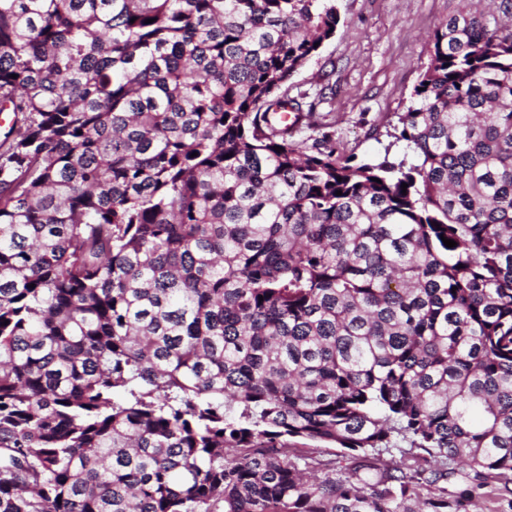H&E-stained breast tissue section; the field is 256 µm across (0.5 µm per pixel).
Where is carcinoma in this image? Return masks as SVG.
Here are the masks:
<instances>
[{
    "mask_svg": "<svg viewBox=\"0 0 512 512\" xmlns=\"http://www.w3.org/2000/svg\"><path fill=\"white\" fill-rule=\"evenodd\" d=\"M490 5L430 36L408 164L280 123L337 0H0V512H462L444 461L512 474ZM399 438L427 468L288 457Z\"/></svg>",
    "mask_w": 512,
    "mask_h": 512,
    "instance_id": "obj_1",
    "label": "carcinoma"
}]
</instances>
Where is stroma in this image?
Here are the masks:
<instances>
[{
	"label": "stroma",
	"instance_id": "obj_1",
	"mask_svg": "<svg viewBox=\"0 0 512 512\" xmlns=\"http://www.w3.org/2000/svg\"><path fill=\"white\" fill-rule=\"evenodd\" d=\"M335 35L286 83L289 97L314 102L299 138L329 134L337 155L400 161L394 133L429 62V35L453 0H337ZM468 512H512V480L478 476L454 463L440 483Z\"/></svg>",
	"mask_w": 512,
	"mask_h": 512
}]
</instances>
